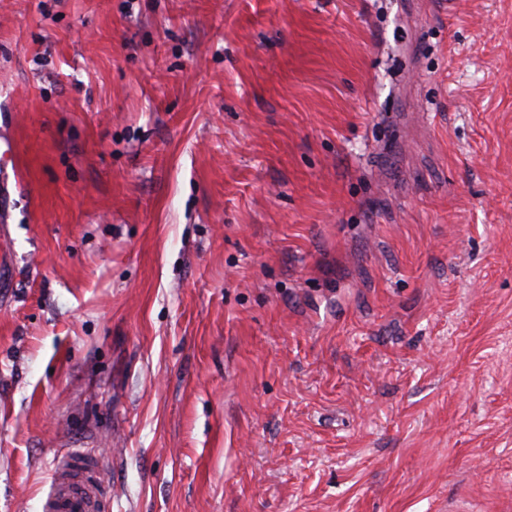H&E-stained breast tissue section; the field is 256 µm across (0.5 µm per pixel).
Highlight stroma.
Returning <instances> with one entry per match:
<instances>
[{"label": "stroma", "instance_id": "obj_1", "mask_svg": "<svg viewBox=\"0 0 512 512\" xmlns=\"http://www.w3.org/2000/svg\"><path fill=\"white\" fill-rule=\"evenodd\" d=\"M0 512H512V0H0ZM82 454L70 453L57 465L56 477L43 498L42 512H107L109 502L96 477H77L70 473L72 458Z\"/></svg>", "mask_w": 512, "mask_h": 512}]
</instances>
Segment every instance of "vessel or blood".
<instances>
[{"instance_id": "vessel-or-blood-1", "label": "vessel or blood", "mask_w": 512, "mask_h": 512, "mask_svg": "<svg viewBox=\"0 0 512 512\" xmlns=\"http://www.w3.org/2000/svg\"><path fill=\"white\" fill-rule=\"evenodd\" d=\"M109 502L95 476L71 472L70 457H63L52 487L43 499L42 512H108Z\"/></svg>"}]
</instances>
